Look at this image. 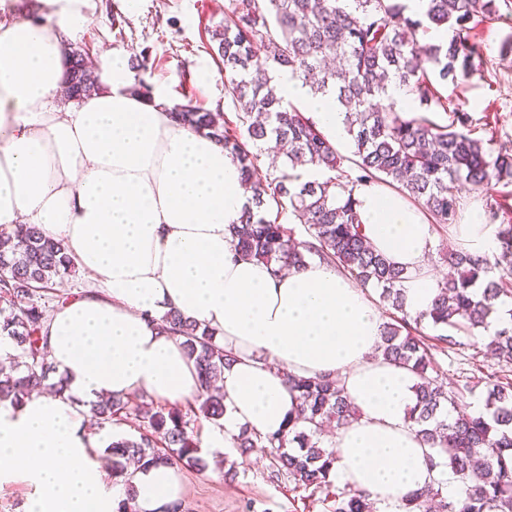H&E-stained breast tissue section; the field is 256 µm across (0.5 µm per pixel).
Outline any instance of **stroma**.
Listing matches in <instances>:
<instances>
[{
  "mask_svg": "<svg viewBox=\"0 0 512 512\" xmlns=\"http://www.w3.org/2000/svg\"><path fill=\"white\" fill-rule=\"evenodd\" d=\"M93 20L68 45L85 53L108 50L142 65V78L151 88H166L174 104L188 101L233 115L235 108L224 95L222 62L211 51V32L224 20L228 0H140L127 12L121 0H92ZM472 33L481 47L480 72L464 81L456 94L468 113L475 135L496 139L512 149V56L501 44L512 36V5L499 9L491 21L473 19ZM449 385L473 381L464 401L466 411L481 413L485 388L483 372H504L512 379V364L476 354L472 346L435 351ZM269 457L259 451L239 467L235 481L224 479L216 465L179 471L184 512H327L321 502L304 504L291 484L267 480Z\"/></svg>",
  "mask_w": 512,
  "mask_h": 512,
  "instance_id": "1",
  "label": "stroma"
}]
</instances>
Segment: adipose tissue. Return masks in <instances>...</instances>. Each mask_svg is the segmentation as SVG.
<instances>
[{
	"label": "adipose tissue",
	"mask_w": 512,
	"mask_h": 512,
	"mask_svg": "<svg viewBox=\"0 0 512 512\" xmlns=\"http://www.w3.org/2000/svg\"><path fill=\"white\" fill-rule=\"evenodd\" d=\"M40 19L0 0V230L38 225L61 242L91 285L56 310L47 358L68 382L59 395L0 404V462L37 488L25 512H112L121 486L92 457L89 404L145 394L170 405L202 392L179 337L156 319L174 309L214 329L234 362L223 375L224 419L202 447L235 448L241 431L282 428L296 399L285 374L339 380L356 418L330 438L334 479L369 493L377 512H404L411 494L455 479L412 427L415 376L377 354L383 319L370 289L316 259L281 277L232 250V226L251 207L236 161L214 139L176 122L164 90L132 93L125 59L101 54V91L68 104L65 39L87 27L91 0H40ZM281 94L305 100L331 137L344 135L334 95L311 96L283 74ZM362 230L404 268L406 309H427L434 242L427 218L397 191L355 188ZM136 512L180 495L176 468L133 474Z\"/></svg>",
	"instance_id": "ef3b65f1"
}]
</instances>
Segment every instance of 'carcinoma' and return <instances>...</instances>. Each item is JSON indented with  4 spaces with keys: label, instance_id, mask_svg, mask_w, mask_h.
Segmentation results:
<instances>
[{
    "label": "carcinoma",
    "instance_id": "cac0c4a2",
    "mask_svg": "<svg viewBox=\"0 0 512 512\" xmlns=\"http://www.w3.org/2000/svg\"><path fill=\"white\" fill-rule=\"evenodd\" d=\"M224 23L211 30V50L223 63L224 96L231 99L236 120L191 102L176 107L182 125L215 139L236 159L256 210L244 213L233 227L236 255L266 264L276 276L284 268L305 265L315 256L348 273L362 285H376L398 315L382 324L381 354L407 368L416 378V401L408 419L427 444L443 454L435 467L452 471L465 498L448 495L439 481L408 500L422 509L436 503L437 512H512V381L487 376V415L460 406L471 388L448 389L437 369L422 330H442L434 337L453 348L459 337L488 329L504 299L512 300V222L498 227L499 253L490 256L460 248L448 254L454 273L437 282L430 308L416 315L405 309V271L374 251L362 234L354 188L381 184L417 203L434 224L460 219L461 189L485 203L489 220L498 216L496 186L512 183V152L472 136L469 116L448 89L474 76L479 45L469 23L495 13V0H419L413 14L404 0H228ZM434 30L448 32L432 40ZM67 100L76 101L101 90L96 73L79 49L68 52ZM288 71L317 94L332 93L343 107L350 154L342 153L312 118L278 94L274 73ZM392 80L419 102L420 110L396 109L387 96ZM452 112L447 124L428 117ZM261 143L274 152L288 146L283 168L269 179L255 178L259 154L249 145ZM276 209L271 216L268 209ZM289 210L308 239L295 241L279 222ZM74 264L61 243L42 235L35 224L15 236L0 233V336L8 337L15 354L13 369L0 376V401L20 405L33 393L61 394L64 378L50 381L47 337L42 331L51 311L66 300L52 293V304L41 302L55 279L72 272ZM164 332L183 338L206 397L187 409H164L145 396L135 406L109 397L92 408L100 426L133 411L143 432L118 437L109 445L112 476L123 479L126 498L115 512H134L135 486L127 463L203 469L195 425L201 419L220 425L224 396L214 388L224 367L233 361L215 332L183 319L176 310L160 317ZM484 354L512 364V318L499 320L482 344ZM299 409L289 428L261 435L242 432L239 458L253 449L269 454L270 482L291 481L295 488L325 495L331 512H375L368 495L348 486L333 488L329 479L335 450L322 447L326 426L340 428L355 416L340 382L326 376L289 378Z\"/></svg>",
    "mask_w": 512,
    "mask_h": 512
}]
</instances>
